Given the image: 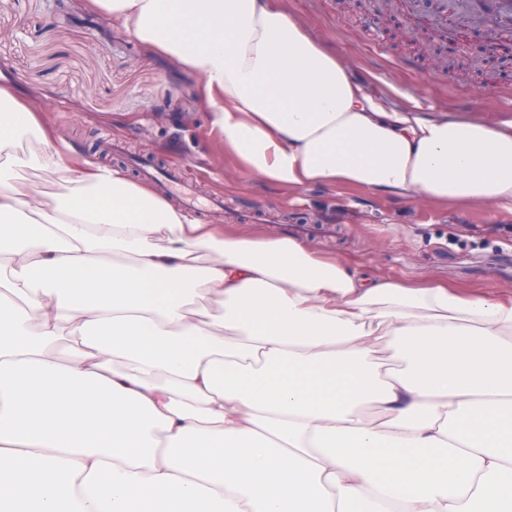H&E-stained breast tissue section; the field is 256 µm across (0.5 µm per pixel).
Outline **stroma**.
Returning <instances> with one entry per match:
<instances>
[{
  "label": "stroma",
  "instance_id": "obj_1",
  "mask_svg": "<svg viewBox=\"0 0 512 512\" xmlns=\"http://www.w3.org/2000/svg\"><path fill=\"white\" fill-rule=\"evenodd\" d=\"M337 55L365 92L390 108L428 101L433 116L512 130V64L494 88L472 73L446 72L450 57L479 52L492 35L472 25L455 40L409 35L434 5L374 17L359 0H269ZM0 85L39 112L56 142L141 178L133 160L182 165L196 193L223 208L195 215L246 235L300 242L374 279L440 281L468 291L512 294V208L458 206L376 194L351 186L279 187L240 173L211 134L199 78L130 35L93 0H0Z\"/></svg>",
  "mask_w": 512,
  "mask_h": 512
}]
</instances>
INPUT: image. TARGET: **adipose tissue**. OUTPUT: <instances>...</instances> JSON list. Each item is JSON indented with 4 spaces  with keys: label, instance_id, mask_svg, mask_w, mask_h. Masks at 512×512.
I'll return each instance as SVG.
<instances>
[{
    "label": "adipose tissue",
    "instance_id": "1",
    "mask_svg": "<svg viewBox=\"0 0 512 512\" xmlns=\"http://www.w3.org/2000/svg\"><path fill=\"white\" fill-rule=\"evenodd\" d=\"M93 2L246 174L512 207V132L388 108L264 0ZM46 137L0 86V512H512V298L194 223Z\"/></svg>",
    "mask_w": 512,
    "mask_h": 512
}]
</instances>
